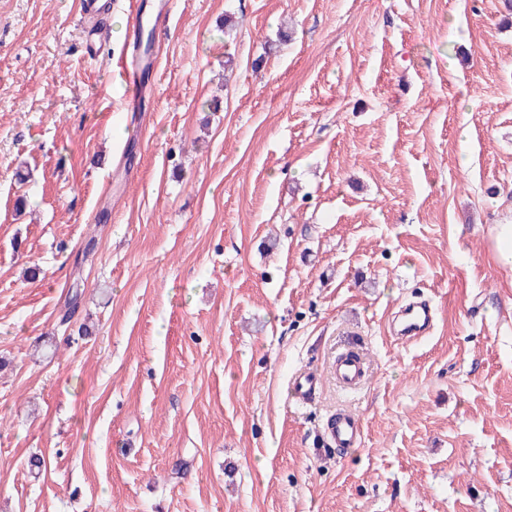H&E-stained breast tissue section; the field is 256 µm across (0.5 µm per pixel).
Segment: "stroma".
<instances>
[{
	"label": "stroma",
	"mask_w": 512,
	"mask_h": 512,
	"mask_svg": "<svg viewBox=\"0 0 512 512\" xmlns=\"http://www.w3.org/2000/svg\"><path fill=\"white\" fill-rule=\"evenodd\" d=\"M129 20L0 0V512H512V0H173L143 126ZM494 259L504 267L512 268V224H497L493 230ZM414 311L418 316V321L412 324L403 325L399 330L400 335L406 338H415L423 335L430 328L432 323L431 310L427 305L420 304L404 310V314ZM366 360L362 354L346 353L336 358L333 374L336 381L346 389H357L365 380ZM319 384V378L314 373L306 372L291 380L290 389L299 401L307 403L315 398ZM328 435L336 448H352L362 438L360 419L353 413L343 410L328 421Z\"/></svg>",
	"instance_id": "obj_1"
}]
</instances>
